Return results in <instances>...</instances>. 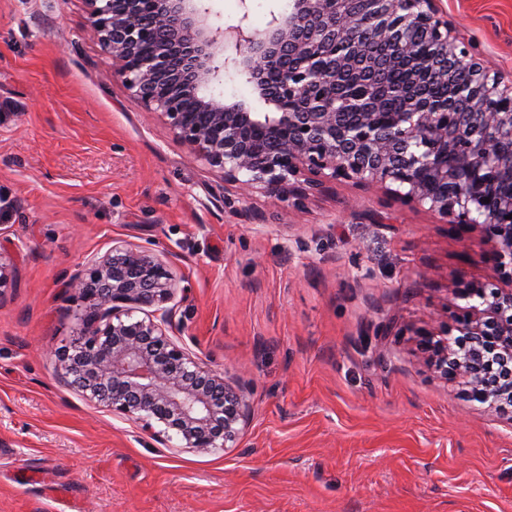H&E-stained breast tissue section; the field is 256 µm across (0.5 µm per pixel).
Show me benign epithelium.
<instances>
[{
    "label": "benign epithelium",
    "instance_id": "benign-epithelium-1",
    "mask_svg": "<svg viewBox=\"0 0 512 512\" xmlns=\"http://www.w3.org/2000/svg\"><path fill=\"white\" fill-rule=\"evenodd\" d=\"M111 59L110 77L160 114L189 157L224 182L304 207L327 183L374 187L391 199L479 230L494 284L462 281L466 301L436 330H420L423 364L471 390L512 425V86L482 70L449 35L434 0H291L255 31L243 14L213 23L206 0H86ZM429 80L456 86L451 101L405 100L382 112L369 44ZM247 76L265 112L209 93L221 72ZM184 281L162 251L115 247L67 287L89 302L64 351L66 382L173 447L212 454L237 447L250 385L208 367L169 334ZM154 308L152 318L134 312Z\"/></svg>",
    "mask_w": 512,
    "mask_h": 512
}]
</instances>
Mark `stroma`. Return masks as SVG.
<instances>
[{
  "label": "stroma",
  "mask_w": 512,
  "mask_h": 512,
  "mask_svg": "<svg viewBox=\"0 0 512 512\" xmlns=\"http://www.w3.org/2000/svg\"><path fill=\"white\" fill-rule=\"evenodd\" d=\"M288 2L210 5L262 30ZM437 6L512 83V0ZM110 67L84 0H0V512H512V427L413 353L492 279L478 230L348 183L240 194ZM126 244L184 277L172 336L252 381L238 447L173 453L64 385L67 283Z\"/></svg>",
  "instance_id": "35a3bbf8"
}]
</instances>
